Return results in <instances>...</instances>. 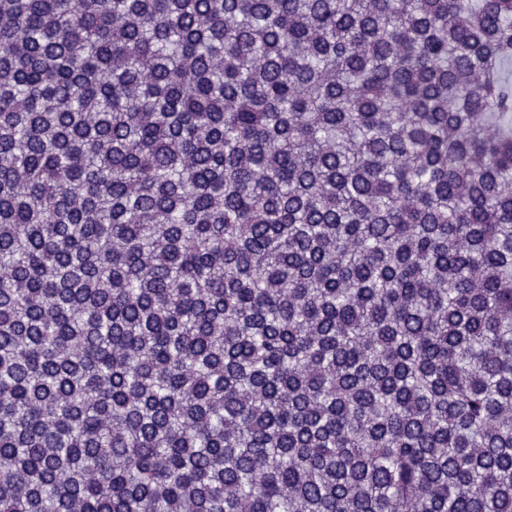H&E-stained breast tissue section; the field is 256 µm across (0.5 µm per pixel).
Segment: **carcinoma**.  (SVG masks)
Segmentation results:
<instances>
[{
    "instance_id": "carcinoma-1",
    "label": "carcinoma",
    "mask_w": 512,
    "mask_h": 512,
    "mask_svg": "<svg viewBox=\"0 0 512 512\" xmlns=\"http://www.w3.org/2000/svg\"><path fill=\"white\" fill-rule=\"evenodd\" d=\"M512 0H0V512H512Z\"/></svg>"
}]
</instances>
